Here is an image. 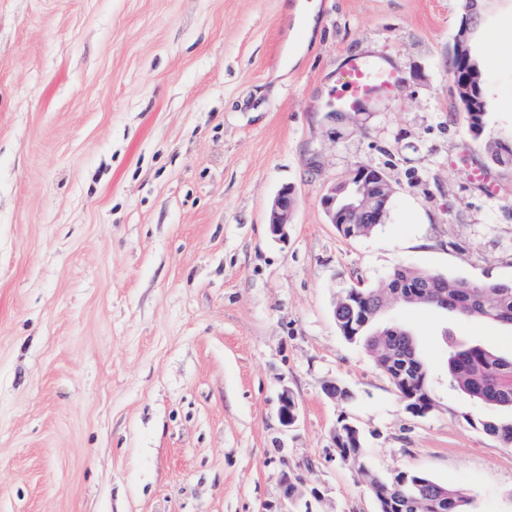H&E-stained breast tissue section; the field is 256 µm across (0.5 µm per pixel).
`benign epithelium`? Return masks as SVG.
I'll return each mask as SVG.
<instances>
[{
    "instance_id": "benign-epithelium-1",
    "label": "benign epithelium",
    "mask_w": 512,
    "mask_h": 512,
    "mask_svg": "<svg viewBox=\"0 0 512 512\" xmlns=\"http://www.w3.org/2000/svg\"><path fill=\"white\" fill-rule=\"evenodd\" d=\"M484 0H465L464 17L454 37V47L450 57L451 71L456 93L466 112L479 111L478 97L484 83L481 72L472 62V38L484 24L486 11ZM351 185L355 192L347 199L342 209H336L338 196ZM392 196L391 183L383 172L373 167H359L348 179L331 186L323 197V205L331 224H380L387 204ZM294 205V190L288 186L281 188L273 198L270 207L269 233L276 243L288 241V226ZM299 415L298 404L288 389L280 394L279 420L283 427L293 426ZM282 512H311L308 496L316 491L308 490L296 482L293 476L285 473L281 479Z\"/></svg>"
}]
</instances>
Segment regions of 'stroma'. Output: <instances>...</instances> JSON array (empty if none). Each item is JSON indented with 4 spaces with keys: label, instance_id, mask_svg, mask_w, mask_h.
<instances>
[{
    "label": "stroma",
    "instance_id": "obj_1",
    "mask_svg": "<svg viewBox=\"0 0 512 512\" xmlns=\"http://www.w3.org/2000/svg\"><path fill=\"white\" fill-rule=\"evenodd\" d=\"M462 0H0V512H377L331 430L354 420L373 473H425L470 512H512V448L467 416L448 349L512 355V329L392 307L436 379L415 417L332 317L352 285L409 266L512 281V0L473 43L474 134L450 56ZM351 55L396 94L336 111ZM385 170L388 214L344 237L321 199ZM481 169L485 181L472 179ZM295 190L287 243L268 213ZM335 379L351 397L332 401ZM299 406L279 421L280 394ZM281 488L283 510L280 512H311L308 496L315 497L316 491H309L299 480L296 482L288 472L282 476ZM288 506L291 508L288 509ZM303 507L305 510H300Z\"/></svg>",
    "mask_w": 512,
    "mask_h": 512
}]
</instances>
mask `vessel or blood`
Masks as SVG:
<instances>
[{
	"label": "vessel or blood",
	"mask_w": 512,
	"mask_h": 512,
	"mask_svg": "<svg viewBox=\"0 0 512 512\" xmlns=\"http://www.w3.org/2000/svg\"><path fill=\"white\" fill-rule=\"evenodd\" d=\"M346 78L336 85V104L346 112H358L373 102L390 97L399 83L395 70L382 62H372L359 56L348 57Z\"/></svg>",
	"instance_id": "vessel-or-blood-1"
}]
</instances>
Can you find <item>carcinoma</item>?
<instances>
[{
    "instance_id": "1",
    "label": "carcinoma",
    "mask_w": 512,
    "mask_h": 512,
    "mask_svg": "<svg viewBox=\"0 0 512 512\" xmlns=\"http://www.w3.org/2000/svg\"><path fill=\"white\" fill-rule=\"evenodd\" d=\"M345 237L370 234L374 224H338ZM452 305L450 313L463 318H482L501 324L499 316L512 313V282L465 288L460 280L402 266L393 270L384 283L373 289H357L336 301V314L352 305L361 312L355 319L338 321L336 326L350 342L362 343L377 365L388 375L413 416H422L438 407L432 388L430 368L418 355L412 336H394L389 328L380 331L372 324L382 312L377 301L403 302L442 309L439 298ZM448 382L475 400L512 410V357L499 355L480 344L452 347L448 350ZM336 434V455L344 460L353 455L360 469L366 468L367 450L355 423L344 417ZM484 433L512 447V420L483 421ZM370 490L380 512H469L470 498L450 484H441L422 472H401L370 480Z\"/></svg>"
}]
</instances>
